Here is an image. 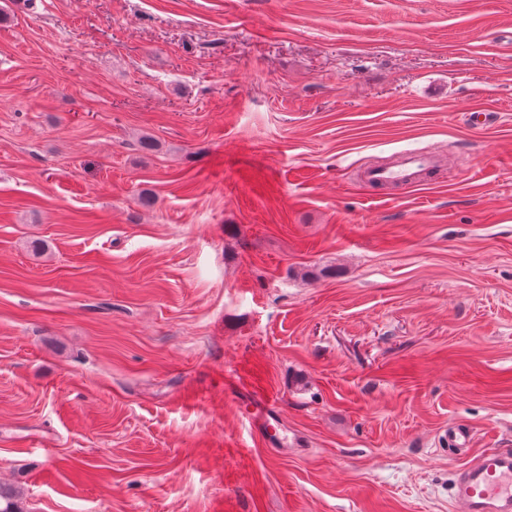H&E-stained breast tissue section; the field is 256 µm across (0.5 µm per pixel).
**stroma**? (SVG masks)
<instances>
[{
  "mask_svg": "<svg viewBox=\"0 0 512 512\" xmlns=\"http://www.w3.org/2000/svg\"><path fill=\"white\" fill-rule=\"evenodd\" d=\"M511 33L512 0H0L20 512H460L512 449ZM402 149L444 164L358 181ZM225 390L231 392L232 394L237 393V399L245 397L250 401L255 402L254 404L251 403L253 408L260 404L267 405L265 400L255 396L251 391L247 389L245 384L238 379L227 380L225 383ZM251 410L248 411V417L251 418L249 424L254 433L258 432L267 437L269 440H275V436L277 435V420L271 414H267V416L263 419L256 420L255 417H251L253 414Z\"/></svg>",
  "mask_w": 512,
  "mask_h": 512,
  "instance_id": "35a3bbf8",
  "label": "stroma"
}]
</instances>
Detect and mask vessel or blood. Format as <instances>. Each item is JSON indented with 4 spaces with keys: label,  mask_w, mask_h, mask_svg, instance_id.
<instances>
[{
    "label": "vessel or blood",
    "mask_w": 512,
    "mask_h": 512,
    "mask_svg": "<svg viewBox=\"0 0 512 512\" xmlns=\"http://www.w3.org/2000/svg\"><path fill=\"white\" fill-rule=\"evenodd\" d=\"M435 164L432 153L405 151L393 163L367 167L362 181L384 190L414 187ZM454 500L462 512H512V450L486 451L464 466Z\"/></svg>",
    "instance_id": "1"
}]
</instances>
